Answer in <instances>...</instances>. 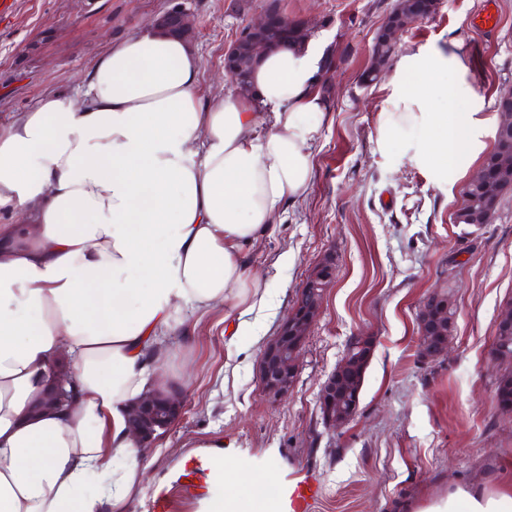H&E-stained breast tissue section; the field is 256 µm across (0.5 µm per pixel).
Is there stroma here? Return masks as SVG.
<instances>
[{
    "mask_svg": "<svg viewBox=\"0 0 512 512\" xmlns=\"http://www.w3.org/2000/svg\"><path fill=\"white\" fill-rule=\"evenodd\" d=\"M395 0H280L290 19L324 36L341 53L329 91L330 113L314 147L307 199L247 252L271 289L268 304L236 329L223 308L185 313L170 339V370H190L186 406L148 448L141 491L124 512H148L170 492L175 512H206L217 489L208 477H184L190 457L223 456L253 481L275 472L279 510L288 488L310 481L311 512H405L447 498L485 476L512 479V413L499 411L491 362L495 322L512 302V189L489 224L455 223L459 201L400 155L375 147L381 83L360 84L373 38ZM266 0H18L0 19V122L49 93L76 91L94 57L111 41L152 26L166 11L189 16V43L200 57L203 93L229 89L224 48ZM485 0H442L438 13L410 25L400 46L461 41L478 94L472 107L495 116L501 87L512 84V0H498L493 20L476 26ZM333 255L336 279L306 343L293 392L274 402L262 393L257 362L288 316L309 270ZM447 293L452 336L447 352L424 362L415 343L419 310ZM374 340L357 417L325 428L318 393L354 336ZM238 353L227 358L229 343Z\"/></svg>",
    "mask_w": 512,
    "mask_h": 512,
    "instance_id": "stroma-1",
    "label": "stroma"
}]
</instances>
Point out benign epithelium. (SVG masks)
<instances>
[{
  "mask_svg": "<svg viewBox=\"0 0 512 512\" xmlns=\"http://www.w3.org/2000/svg\"><path fill=\"white\" fill-rule=\"evenodd\" d=\"M288 17L281 11L277 0H271L260 15L242 27L234 41L224 49V71L231 80L237 78V45L243 39L252 58H257L268 47L262 33L273 26L287 21ZM155 24L167 31L189 32L187 15L181 10H172L159 17ZM405 31L395 26L389 19H384L375 38H384L388 44H397L399 36ZM507 173L501 166L494 171L481 167L469 180L468 188H476L484 198H491L498 193L499 180ZM334 259L326 255L311 269L295 304L287 318L281 324L278 333L270 339L261 350L257 372L263 394L273 400L281 399L294 389L301 365L304 346L309 338L311 328L318 317L328 288L335 279ZM447 306L438 303V297H430L421 307L418 318L416 344L419 355L425 360H436L448 348L449 337L432 345L428 339L429 319L446 315ZM373 338L358 336L352 340L343 361L322 384L318 396V406L325 411L324 424L330 431H338L352 422L359 411L357 396L351 395L348 387V370L365 363V358L356 354L358 350H371ZM67 379L59 374L50 384L44 398L47 405H56L64 392ZM184 410V399L175 389L155 391L132 406L127 412L129 430L140 443V448L151 447L160 431H167L180 417Z\"/></svg>",
  "mask_w": 512,
  "mask_h": 512,
  "instance_id": "benign-epithelium-1",
  "label": "benign epithelium"
}]
</instances>
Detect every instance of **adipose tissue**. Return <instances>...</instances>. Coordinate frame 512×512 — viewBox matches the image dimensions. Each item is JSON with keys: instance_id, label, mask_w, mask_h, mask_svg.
Listing matches in <instances>:
<instances>
[{"instance_id": "adipose-tissue-1", "label": "adipose tissue", "mask_w": 512, "mask_h": 512, "mask_svg": "<svg viewBox=\"0 0 512 512\" xmlns=\"http://www.w3.org/2000/svg\"><path fill=\"white\" fill-rule=\"evenodd\" d=\"M323 52L316 34L272 49L246 90L204 96L187 40L148 28L0 124V512H123L140 491L124 413L167 388L180 315L265 302L244 251L313 186ZM384 89L380 155L461 189L491 120L466 107L460 42L405 47ZM60 359L77 399L45 409ZM425 512H512V486L479 479Z\"/></svg>"}]
</instances>
